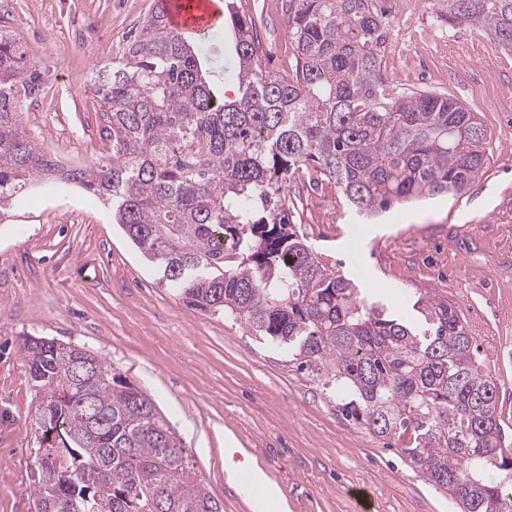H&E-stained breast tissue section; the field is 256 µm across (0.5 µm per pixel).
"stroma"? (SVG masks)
<instances>
[{
    "mask_svg": "<svg viewBox=\"0 0 512 512\" xmlns=\"http://www.w3.org/2000/svg\"><path fill=\"white\" fill-rule=\"evenodd\" d=\"M153 0H0V29L56 90L25 100L23 128L71 166L112 152L95 109L94 68L122 55ZM386 32L391 87L445 92L491 134L482 173L459 195L396 206L363 224L340 194L298 180L294 226L323 260L370 298L417 320L418 297L454 304L499 388L512 433V54L481 25L449 24L437 0H371ZM257 16L271 70L292 61L285 0H242ZM72 201L55 206L56 196ZM93 352L149 395L224 512H256L244 478L228 473L240 448L280 491L288 512H457L447 491L417 476L383 440L346 421L333 395L245 324L188 308L159 283L108 210L83 191H36L0 221V512H34L41 394L18 344L24 337Z\"/></svg>",
    "mask_w": 512,
    "mask_h": 512,
    "instance_id": "obj_1",
    "label": "stroma"
}]
</instances>
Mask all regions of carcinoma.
<instances>
[{
  "label": "carcinoma",
  "mask_w": 512,
  "mask_h": 512,
  "mask_svg": "<svg viewBox=\"0 0 512 512\" xmlns=\"http://www.w3.org/2000/svg\"><path fill=\"white\" fill-rule=\"evenodd\" d=\"M237 91L217 92L209 46L153 6L124 54L97 73L112 157L66 169L22 127L47 70L0 32V216L29 188L61 182L112 221L189 308L244 323L448 490L460 512H512V441L498 384L474 358L455 305L417 299L420 324L362 297L292 230L285 184L300 170L358 216L461 193L487 164V130L443 94L387 93L386 35L367 0H288L293 64L270 70L255 19L225 0ZM512 51V0H448ZM41 393L36 512H223L152 399L92 352L24 338Z\"/></svg>",
  "instance_id": "1"
}]
</instances>
